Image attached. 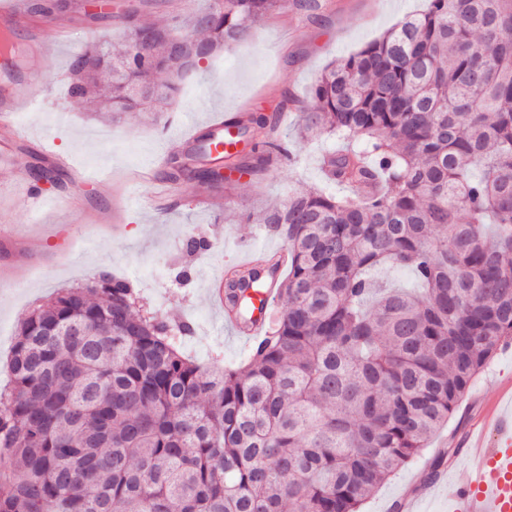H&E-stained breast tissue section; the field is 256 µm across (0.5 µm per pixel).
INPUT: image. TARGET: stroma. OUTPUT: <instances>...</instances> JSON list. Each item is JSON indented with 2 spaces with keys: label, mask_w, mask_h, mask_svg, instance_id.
<instances>
[{
  "label": "stroma",
  "mask_w": 512,
  "mask_h": 512,
  "mask_svg": "<svg viewBox=\"0 0 512 512\" xmlns=\"http://www.w3.org/2000/svg\"><path fill=\"white\" fill-rule=\"evenodd\" d=\"M310 14L294 9L276 12L256 25L234 50L203 63L199 73L185 79L195 88L193 98L176 95L171 112L160 120L128 112L114 122L95 118L67 93L70 63L86 46L105 40L125 41L127 9L139 0H110L105 9L78 0L75 7L34 18L48 55H30L25 68L38 70L46 93L42 103L19 113L18 121L30 141L13 144L14 154L28 168L44 163L34 141L46 138L71 153L78 168L106 181V188L83 186L73 180L62 185L41 183L47 195L71 192L76 208L50 204L34 207L29 182L14 181L0 167V389L11 376L7 360L17 328L32 307L58 290L83 285L108 275L129 282L137 309L169 322H185L191 334L180 337L184 354L201 365L234 367L251 355L252 341L222 330L224 315L209 305L206 286L221 268L240 264L248 249H283L287 243L267 225L251 224L247 215L272 203H287L300 190L323 187L321 160L336 147L328 137L302 139L300 115L311 102L312 88L328 64L379 38L404 15L417 13L426 0H318ZM72 37L55 42L57 29ZM278 113L277 134L287 147L264 170L233 172L217 183L183 179L168 185L171 204L155 210L149 202L150 182L133 183L141 172L162 175L169 156L166 143L187 136L189 114L199 122L241 112ZM203 193L224 197L217 214L194 207ZM207 240L208 250L195 252L188 242ZM187 273L185 284L176 276ZM512 388V339L499 347L472 383L456 411L415 457L402 462L360 507V512H396L403 499L416 501L418 512H448V488L468 466L464 445L478 415ZM447 457L436 477L428 465L439 453Z\"/></svg>",
  "instance_id": "35a3bbf8"
}]
</instances>
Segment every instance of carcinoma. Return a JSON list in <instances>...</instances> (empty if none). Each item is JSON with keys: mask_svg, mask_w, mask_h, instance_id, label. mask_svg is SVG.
I'll use <instances>...</instances> for the list:
<instances>
[{"mask_svg": "<svg viewBox=\"0 0 512 512\" xmlns=\"http://www.w3.org/2000/svg\"><path fill=\"white\" fill-rule=\"evenodd\" d=\"M316 0H210L181 24L132 22L90 45L69 96L166 112L190 69L265 17ZM245 130L273 116L252 113ZM301 131L341 195L297 191L252 224L288 243L284 301L239 368L204 367L130 284L67 288L21 322L0 392V512H359L418 455L512 337V0H427L317 79ZM277 138L252 144L264 164ZM221 180L173 159L166 178ZM408 269L411 294L375 280ZM258 275L225 285L244 316Z\"/></svg>", "mask_w": 512, "mask_h": 512, "instance_id": "carcinoma-1", "label": "carcinoma"}]
</instances>
